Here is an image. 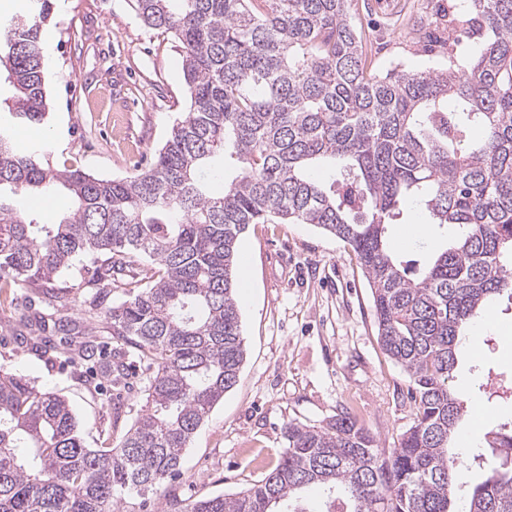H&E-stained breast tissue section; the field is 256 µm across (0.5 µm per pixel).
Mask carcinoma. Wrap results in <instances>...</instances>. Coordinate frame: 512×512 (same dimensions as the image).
I'll use <instances>...</instances> for the list:
<instances>
[{
  "instance_id": "obj_1",
  "label": "carcinoma",
  "mask_w": 512,
  "mask_h": 512,
  "mask_svg": "<svg viewBox=\"0 0 512 512\" xmlns=\"http://www.w3.org/2000/svg\"><path fill=\"white\" fill-rule=\"evenodd\" d=\"M0 35L11 118L42 125L51 0H29ZM182 53L189 109L151 167L123 179L59 170L16 151L0 125V309L20 343L51 360H90L55 279L97 256L90 311L112 339V386L144 368V405L115 447L87 448L69 403L0 366V512H112L117 494L162 488L244 361L237 246L250 224H311L348 244L371 289L380 344L408 373L416 413L386 457L348 415L290 422L262 480L181 512H273L319 486L321 512H453L448 456L464 401L450 381L467 327L512 289V0H467L454 41L483 39L468 66L367 71L352 0H129ZM224 180V192L210 180ZM59 190L54 224L18 203ZM412 203L455 239L420 273L398 262L386 226ZM158 276L112 306V273ZM106 274H101L100 268ZM27 285L20 301L12 292ZM64 341L56 344L52 337ZM491 448L512 435L491 430ZM464 512H512V467L492 466Z\"/></svg>"
}]
</instances>
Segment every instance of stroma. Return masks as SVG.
<instances>
[{
    "label": "stroma",
    "mask_w": 512,
    "mask_h": 512,
    "mask_svg": "<svg viewBox=\"0 0 512 512\" xmlns=\"http://www.w3.org/2000/svg\"><path fill=\"white\" fill-rule=\"evenodd\" d=\"M459 2L353 0L366 66L379 71L398 64L416 73L451 60L466 65L475 45L448 41V18ZM46 39L52 44L43 58L49 121L43 128L11 126L15 146L49 144L55 166L100 178L149 167L186 106L182 56L171 33L144 26L128 0H56ZM418 217L404 213L387 232L391 249L415 271L446 241L444 230L430 228L422 240L402 242L401 232ZM238 253L248 273V289L237 295L246 349L238 383L195 434L179 475L157 492H122L118 512H167L172 499L187 505L251 486L278 463L291 421L323 426L349 414L383 454L414 421L410 378L380 345L371 290L346 243L310 224H252ZM91 265V257L76 258L56 280L73 290L68 316L86 318L95 288L81 284L79 274ZM490 313V327L478 331V353H460L451 383L465 403L479 401L484 412L480 418L467 412L461 421L480 436L458 435L450 443L463 460V499L503 458L500 449L484 446L483 432L512 427V394L487 389L492 373L512 381V296L501 293ZM86 320L88 327L99 325ZM0 365L66 399L89 448L116 445L143 404L142 386L133 384L120 421H113L106 380L63 362L46 364L21 348L1 312Z\"/></svg>",
    "instance_id": "35a3bbf8"
}]
</instances>
